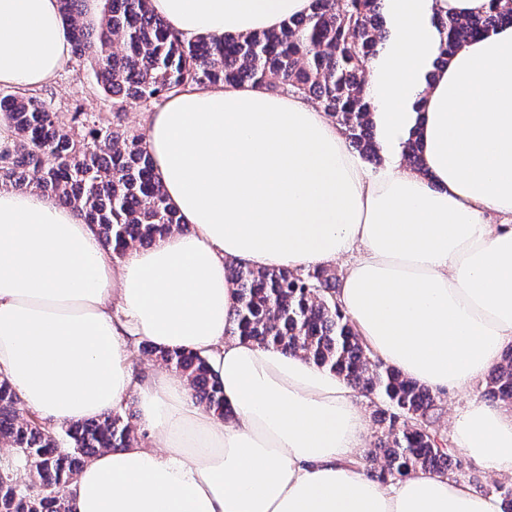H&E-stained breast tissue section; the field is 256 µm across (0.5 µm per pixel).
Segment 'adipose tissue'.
<instances>
[{"label": "adipose tissue", "instance_id": "obj_1", "mask_svg": "<svg viewBox=\"0 0 512 512\" xmlns=\"http://www.w3.org/2000/svg\"><path fill=\"white\" fill-rule=\"evenodd\" d=\"M185 38L246 35L311 0H151ZM487 0H387L371 69L367 171L306 98L252 84L199 86L148 118L147 147L187 231L113 258L93 225L0 185V374L27 410L97 419L129 395L156 444L105 450L69 488L74 512H501L438 472L372 481L366 416L342 378L302 357L225 340L229 261L329 267L360 257L338 301L372 353L433 391L468 389L512 344V23L436 60L432 17ZM71 47L59 0H0V86L36 89ZM421 143L422 170L403 165ZM206 356L234 411L223 423L184 379H135L137 342ZM458 449L512 478V409L470 401Z\"/></svg>", "mask_w": 512, "mask_h": 512}]
</instances>
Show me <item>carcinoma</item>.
<instances>
[{
    "instance_id": "carcinoma-1",
    "label": "carcinoma",
    "mask_w": 512,
    "mask_h": 512,
    "mask_svg": "<svg viewBox=\"0 0 512 512\" xmlns=\"http://www.w3.org/2000/svg\"><path fill=\"white\" fill-rule=\"evenodd\" d=\"M59 2L72 59L91 64L100 92L112 100L116 113L130 105L160 104L194 86L255 84L315 101L361 158L381 160L365 75L389 36L385 0H312L308 15L277 29L193 40L181 38L155 14L151 0H100L96 21L86 16V0ZM503 22L512 23V0H488L480 15L432 18L437 60ZM0 114L14 133L12 146L0 149V182L16 190L33 189L74 209L115 255L186 230L167 202L145 135L78 106L61 113L26 90H1ZM228 272L237 304L227 316L225 336L299 355L379 400L380 435L362 459L371 478L387 484L422 469L480 483L437 436L439 396L365 345L336 302L334 271L255 270L235 261ZM138 354L187 378L196 402L213 416H233L200 354L161 350L146 342ZM485 396L512 406V346L491 369ZM132 418L121 404L97 421L70 425L60 437L26 411L0 376V445L14 452L0 464V512H71L60 488H69L94 454L136 440Z\"/></svg>"
}]
</instances>
